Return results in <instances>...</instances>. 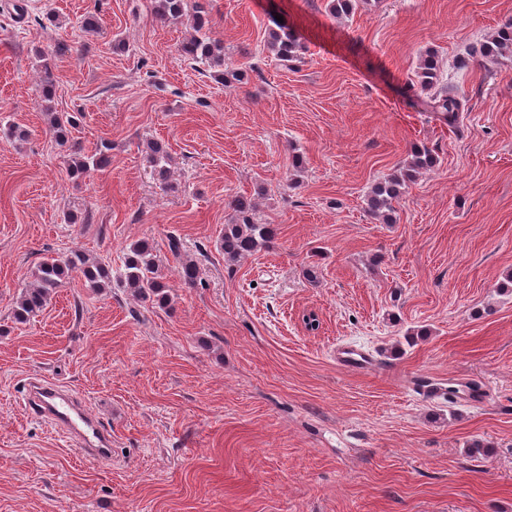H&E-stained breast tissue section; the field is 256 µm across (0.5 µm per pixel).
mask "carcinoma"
<instances>
[{
	"label": "carcinoma",
	"mask_w": 512,
	"mask_h": 512,
	"mask_svg": "<svg viewBox=\"0 0 512 512\" xmlns=\"http://www.w3.org/2000/svg\"><path fill=\"white\" fill-rule=\"evenodd\" d=\"M154 14L161 20L172 24H186L192 30L178 46L179 54L195 63L224 66V45L211 37L212 20L208 12L196 10L189 14L187 0H151ZM268 47L276 52L280 59L288 61L299 57L304 46L298 36L289 28L279 27L269 32ZM512 53V21L501 26L493 35L477 46L472 47L469 58L460 61V67L469 66V59L495 58ZM34 65L40 73L42 94L46 101H51L57 93L58 86L49 58L41 50L33 51ZM440 69L435 56L427 55L422 59L417 72L418 83L424 91L430 92L431 108L441 112L448 120L455 121L462 107L463 97L451 87L438 86ZM50 130L60 140L68 139L71 129L77 126V118L68 113L47 112ZM148 162L157 176L168 179L171 157L167 148L158 142L147 145ZM436 157L426 146L414 147L411 160L406 166L387 175L377 182L366 195L367 212L385 224L393 222L395 204L398 203L407 183L415 174L434 167ZM105 165V155L101 150L91 155L73 154L69 162L72 176L82 177L92 170H99ZM234 212L231 222L224 225L222 247L224 260L234 264L255 253L270 249L278 236L275 224H258L255 222V205L250 200L239 196L229 202ZM170 251L180 259L178 274L183 283L189 287L197 284L198 265L192 260L180 258V242L171 240ZM79 269L88 285L94 290H103L112 286V279L130 288L134 295L143 302L163 306L168 303L165 284L159 270L157 256L146 241H135L126 247L123 265L118 274L97 258H89L84 253L74 252L65 256H47L40 263L34 283L23 289L16 302L14 318L26 322L40 313L50 301L51 295L61 287L69 272Z\"/></svg>",
	"instance_id": "cac0c4a2"
}]
</instances>
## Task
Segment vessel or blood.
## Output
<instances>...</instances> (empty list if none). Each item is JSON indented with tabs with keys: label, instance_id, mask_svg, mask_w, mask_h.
<instances>
[{
	"label": "vessel or blood",
	"instance_id": "obj_1",
	"mask_svg": "<svg viewBox=\"0 0 512 512\" xmlns=\"http://www.w3.org/2000/svg\"><path fill=\"white\" fill-rule=\"evenodd\" d=\"M337 365L358 371L371 370L374 358L367 352L349 346L336 350ZM25 405L41 419L54 424L75 446L99 461L112 458V435L84 404L59 383L42 380L29 385Z\"/></svg>",
	"mask_w": 512,
	"mask_h": 512
}]
</instances>
